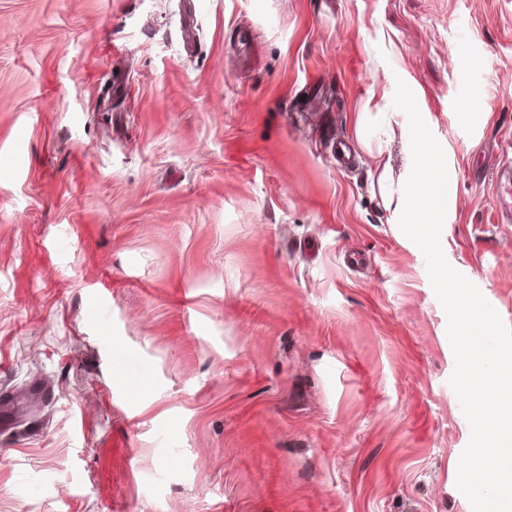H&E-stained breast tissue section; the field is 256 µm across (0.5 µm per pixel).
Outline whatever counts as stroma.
Here are the masks:
<instances>
[{"label": "stroma", "mask_w": 512, "mask_h": 512, "mask_svg": "<svg viewBox=\"0 0 512 512\" xmlns=\"http://www.w3.org/2000/svg\"><path fill=\"white\" fill-rule=\"evenodd\" d=\"M400 80L512 328V0H0V512H472ZM113 365L119 374L126 376L131 389L141 387L151 378L148 367L140 359L129 356L126 352L115 359Z\"/></svg>", "instance_id": "obj_1"}]
</instances>
